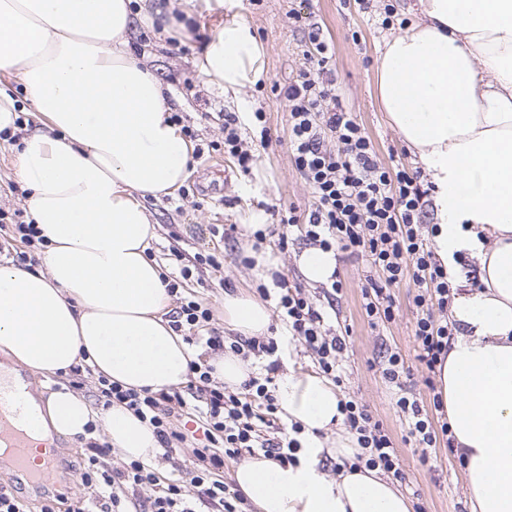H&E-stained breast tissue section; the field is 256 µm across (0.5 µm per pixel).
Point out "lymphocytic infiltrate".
I'll return each mask as SVG.
<instances>
[{
	"label": "lymphocytic infiltrate",
	"instance_id": "lymphocytic-infiltrate-1",
	"mask_svg": "<svg viewBox=\"0 0 512 512\" xmlns=\"http://www.w3.org/2000/svg\"><path fill=\"white\" fill-rule=\"evenodd\" d=\"M303 57L302 67L283 96L291 161L311 188L314 202L301 214L289 210L282 220L278 247L287 249L297 235L315 247L368 258L378 275L367 278L361 289L362 308L374 328L395 318L392 287L404 282L412 285L416 359L425 370L423 383L433 393L432 409H442L435 377L455 327L448 316L452 275L433 250L434 228L424 222L434 187L402 164L387 166L380 161L356 115L340 102L329 67L331 48L319 29L309 28ZM192 276V269L185 265L179 279L166 283L168 294L177 301L171 321L174 330L185 332L188 345L229 351L245 360L261 358L265 364L235 389L216 382L212 366L203 358L190 361L189 386L184 391H137L99 377L97 405L122 404L132 410L153 428L165 458L183 449L186 437L174 424L181 412H192L206 440L205 445L192 449L188 465L178 475L163 477L153 464L140 460L111 464L112 442L100 437L91 445L81 473V482L93 493L99 512H196L199 503L211 512H246L242 495L224 480L225 461L240 462L259 452L283 465L299 460L301 428L295 424L290 432H282L278 416L277 338L227 340L210 331L211 308L183 288ZM274 282L279 289L275 310L289 341L304 346L320 373L342 384L345 336L331 329L326 312L303 288L289 287L280 274ZM379 367L395 391L394 405L409 437L422 450L420 462H428L429 449L449 440V424L434 423L430 409L407 387L411 370L399 352L388 351ZM339 408L359 448L354 467L377 469L404 480L397 451L382 422L366 405L349 397L340 400Z\"/></svg>",
	"mask_w": 512,
	"mask_h": 512
}]
</instances>
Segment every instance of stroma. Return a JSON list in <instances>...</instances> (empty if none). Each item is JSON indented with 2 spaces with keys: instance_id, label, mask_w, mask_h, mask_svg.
Here are the masks:
<instances>
[{
  "instance_id": "obj_1",
  "label": "stroma",
  "mask_w": 512,
  "mask_h": 512,
  "mask_svg": "<svg viewBox=\"0 0 512 512\" xmlns=\"http://www.w3.org/2000/svg\"><path fill=\"white\" fill-rule=\"evenodd\" d=\"M392 2L400 17H407L414 0H371L369 9H359L355 0H234L232 8L216 7V0H148L151 24L137 26L131 37L135 57L152 71L167 89L168 101L183 126L193 133L191 143L198 148L192 156L189 176L175 195L146 197L150 220L157 226L149 255L162 273L174 277L179 266L171 257L179 250L184 258L213 254L219 266H199L188 286L213 311V328H224V294L242 290L256 292L260 280L253 268L244 264L254 238L243 227L262 221L270 233L263 250L275 253L280 272L290 284L321 296L322 287L302 274L298 258L305 250L303 240H295L286 251H278L280 220L289 209L308 210L312 194L308 184L294 169L288 148L287 107L280 91L295 77L303 64L304 33L290 15L300 12L318 24L333 48L332 68L342 104L355 113L373 140L383 163L398 161L408 171L417 164L411 148L393 127L379 103L376 68L389 31L383 30L385 2ZM234 19L246 21L263 50L265 75L255 85L238 93H226L201 76L197 63L202 58L214 30ZM180 38V46L168 44V37ZM237 113L248 122L251 113L265 112L271 143L261 151L250 172H243L235 159L222 150L224 132L219 112ZM368 263L365 258L337 253L336 270L342 294L336 305L340 325L349 329L343 353L346 393L367 405L392 437L404 466L400 488L419 512H470L464 490V468L447 447L432 451L428 463H420L419 453L406 441V429L395 413L393 391L384 382L377 362L381 351H398L407 365L416 363L412 336L415 308L408 284L394 287L398 311L392 322L371 328L361 308V287ZM33 396L46 400L67 387L85 399H92L96 379L87 373L69 370L45 377L28 374ZM95 434L64 436L51 434L52 445L63 459L56 490L69 500L83 496L80 473Z\"/></svg>"
}]
</instances>
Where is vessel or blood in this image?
Listing matches in <instances>:
<instances>
[{
    "label": "vessel or blood",
    "mask_w": 512,
    "mask_h": 512,
    "mask_svg": "<svg viewBox=\"0 0 512 512\" xmlns=\"http://www.w3.org/2000/svg\"><path fill=\"white\" fill-rule=\"evenodd\" d=\"M24 385L0 378V447L8 449V456L0 457V469L9 468L24 476L37 487L50 485L57 477L59 459L47 452L38 467L30 465L31 440L28 430L33 423L26 403Z\"/></svg>",
    "instance_id": "obj_1"
}]
</instances>
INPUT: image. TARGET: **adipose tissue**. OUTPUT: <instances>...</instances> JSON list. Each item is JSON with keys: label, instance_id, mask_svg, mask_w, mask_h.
I'll use <instances>...</instances> for the list:
<instances>
[{"label": "adipose tissue", "instance_id": "ef3b65f1", "mask_svg": "<svg viewBox=\"0 0 512 512\" xmlns=\"http://www.w3.org/2000/svg\"><path fill=\"white\" fill-rule=\"evenodd\" d=\"M414 15L384 44L378 96L436 187V253L478 264L481 290L452 300L456 331L436 380L471 512H512V0H418ZM143 16L132 0H0V75L22 86L18 97L0 86V132H17L24 103L42 125L12 148L27 218L47 240L44 271L0 264V349L46 376L86 364L157 392L185 384L197 354L166 317L142 200L184 183L192 146L160 80L129 51ZM262 57L234 20L199 70L236 92L262 78ZM271 322L269 302L225 294L230 330L263 337ZM276 394L282 420L303 428L302 449L295 465L259 454L236 468L255 512H411L379 471L319 469L321 434L343 421L326 377L286 370ZM33 412L35 458L49 432L81 435L97 420L126 459L153 460L159 447L131 410L97 411L66 389Z\"/></svg>", "mask_w": 512, "mask_h": 512}]
</instances>
